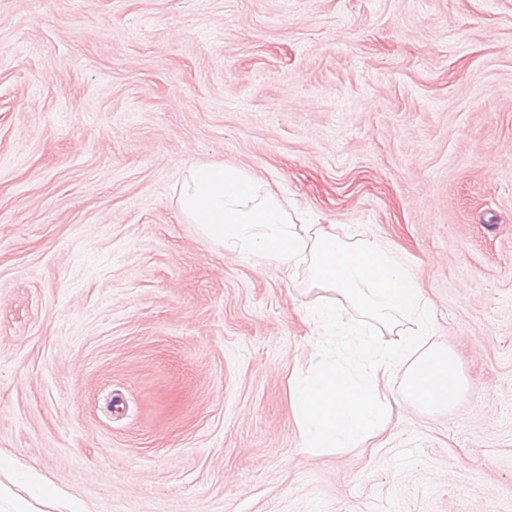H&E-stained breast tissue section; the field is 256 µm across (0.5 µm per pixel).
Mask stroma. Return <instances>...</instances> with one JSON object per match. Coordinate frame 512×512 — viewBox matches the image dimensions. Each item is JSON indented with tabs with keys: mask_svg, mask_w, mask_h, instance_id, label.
<instances>
[{
	"mask_svg": "<svg viewBox=\"0 0 512 512\" xmlns=\"http://www.w3.org/2000/svg\"><path fill=\"white\" fill-rule=\"evenodd\" d=\"M237 166L421 283L466 388L302 453L332 300L177 207ZM512 512V0H0V512Z\"/></svg>",
	"mask_w": 512,
	"mask_h": 512,
	"instance_id": "1",
	"label": "stroma"
}]
</instances>
